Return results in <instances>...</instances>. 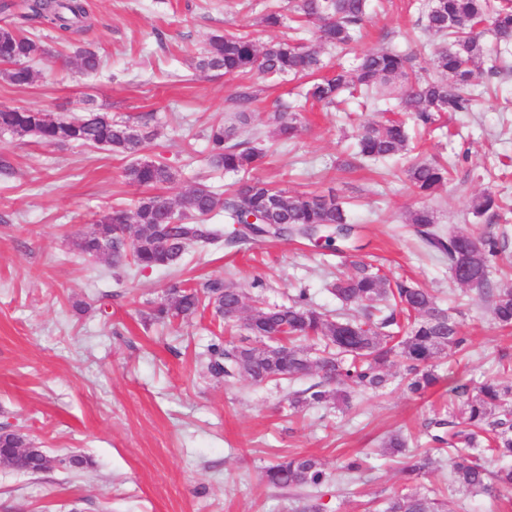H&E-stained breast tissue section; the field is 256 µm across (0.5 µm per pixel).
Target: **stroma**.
<instances>
[{
	"label": "stroma",
	"mask_w": 512,
	"mask_h": 512,
	"mask_svg": "<svg viewBox=\"0 0 512 512\" xmlns=\"http://www.w3.org/2000/svg\"><path fill=\"white\" fill-rule=\"evenodd\" d=\"M276 2L288 0H85L86 27L68 41L38 26L52 54L33 62L31 85L0 80V107L68 118L100 112L129 122L151 132L146 156L175 171L162 189L168 198L180 200L202 176L224 192L235 178L209 168L204 131L231 113L238 81L197 72L189 59L227 31L260 44L281 37V29L260 21ZM425 2L371 0L356 52L412 51L416 66L431 67L419 11ZM481 38L489 50L487 92L473 93L470 111L444 113L440 128L415 133L421 158L452 164L435 196L413 191L403 158L355 157L361 123L404 117L396 98L383 110L354 100L339 111L310 106L299 114L292 142L266 140L257 177L291 192L335 189L357 228L352 246L268 238L193 247L179 269L120 274L108 257L81 254L72 241L103 212L140 196L123 177L128 158L0 134V424L22 428L50 456L92 461L82 472L56 467L37 475L0 464V512H292L289 492L267 487L262 472L296 453L314 455L329 475L318 492L323 512H379L401 491V464L382 455L384 440L401 432L418 451L430 448L426 425L449 387L477 385L496 372L502 354L512 355V329L494 324L490 301L463 293L447 260L425 249L406 224L408 213L423 206L445 229L483 224L506 234L499 263L512 264V212L477 218L469 211L471 198L484 192L512 204V52L496 56L490 26H482ZM83 47L100 55L97 73L80 69ZM252 84L253 118L239 128L240 142L267 130L279 105L302 104L299 82L256 77ZM355 260L457 307L469 352L434 359L440 382L425 397L394 381L375 394L356 392L348 411L317 404L292 411L289 394L305 391L316 376L286 388L243 376L224 381L199 359L219 330L211 311L170 324L149 317L168 302L171 285L189 278L224 279L249 303L286 304L303 289L314 305L333 311L339 304L329 285ZM354 456L367 461L362 481L337 483Z\"/></svg>",
	"instance_id": "35a3bbf8"
}]
</instances>
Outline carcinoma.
Here are the masks:
<instances>
[{"label": "carcinoma", "mask_w": 512, "mask_h": 512, "mask_svg": "<svg viewBox=\"0 0 512 512\" xmlns=\"http://www.w3.org/2000/svg\"><path fill=\"white\" fill-rule=\"evenodd\" d=\"M20 18L36 21L53 29L64 40L83 27L87 11L82 0H25ZM368 13V0H288V14L316 29L317 40L325 47L343 53L356 41ZM424 31L448 46L437 49L434 74L411 76V56L392 49H378L356 57L350 68L337 66L331 74L316 77L327 67L320 49L290 38L257 44L236 32L217 34L192 58L200 72L222 70L232 77L260 75L279 80L292 77L309 79L303 97L336 106L344 97L361 100L368 106L379 97L393 94L400 84L402 104L414 120L431 126L440 112H467L471 99L465 88L479 84L484 75L487 47L475 27L491 22L497 42L512 43V0H429L424 11ZM50 55L49 47L36 34L13 22L0 26V77L15 86L34 82L30 63ZM83 71L99 69L101 60L91 49L77 52ZM256 99L252 85L238 86L234 100L235 119L248 124V106ZM272 129L256 133L258 142L245 146L233 142L234 127L213 124L206 140L210 166L226 174L240 175L238 186L219 196L199 184L177 202L155 194L142 195L129 208H118L101 216L89 230L72 241L82 254H98L99 243L112 244V267L116 269H167L178 265L191 246L206 248L219 241L249 244L273 237L302 240L314 246L331 243L333 236L348 240L353 234L347 202L334 189L325 193L290 192L271 187L252 177L266 157L260 145L265 136L288 142L299 132L297 114L283 110L270 118ZM31 134L45 143L105 147L132 158L125 168V180L140 188H157L171 183L176 174L167 165L140 158L148 136L131 131L129 125L103 113L90 112L69 120L33 108H0V133ZM362 159H387L410 152L406 124L399 120L368 122L357 137ZM406 180L422 195L431 196L448 181L449 166L436 160L413 159L404 169ZM498 207L496 198L482 194L473 198L471 213L481 217ZM224 212V222L235 225L229 238L210 220ZM406 223L414 227L423 244L448 259L451 271L465 267L469 278L466 291L490 299L493 320L512 328V282L495 279L497 260L503 251L501 241L485 227L476 225L465 232H449L437 227L434 212L427 207L409 213ZM136 225L135 238L124 244L116 234L117 225ZM353 271L339 275L331 293L343 312L332 314L312 304L302 289L288 305L251 308L243 327L250 336L280 335L286 344L277 355L266 357L256 349L219 338L207 348L209 372L228 380L239 376L260 385L279 380L316 375L309 395L294 396L290 406L307 402L346 406L356 390L378 392L392 378L391 366L405 372L407 389L425 394L439 383L432 361L445 351L467 350L469 337L454 309L441 307L426 289L405 282H390L379 270L363 261L352 264ZM170 301L154 310L158 320L187 317L201 304L233 330L240 320L245 295L222 278L207 280L202 288L181 283L169 289ZM312 340L321 345L320 354L311 357L298 341ZM500 357V370L474 387L457 385L450 391L448 418L433 422L437 433L434 451L416 453L406 437L390 438L391 454L405 456L403 473L406 488L388 498L383 512H443L444 502L421 491L418 479L448 453V491L484 495L498 499L512 493V363ZM448 445L443 449L442 445ZM503 465L488 467V457ZM0 461L15 471L37 474L58 462L72 471L88 465L82 456L57 460L33 445L17 431H0ZM329 475L313 456H283L269 466L265 481L287 490L299 499L318 491Z\"/></svg>", "instance_id": "cac0c4a2"}]
</instances>
